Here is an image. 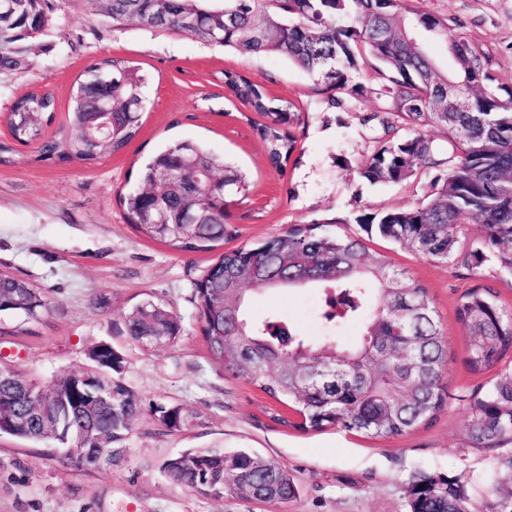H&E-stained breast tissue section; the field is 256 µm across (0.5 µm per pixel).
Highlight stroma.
Segmentation results:
<instances>
[{"label": "stroma", "instance_id": "stroma-1", "mask_svg": "<svg viewBox=\"0 0 512 512\" xmlns=\"http://www.w3.org/2000/svg\"><path fill=\"white\" fill-rule=\"evenodd\" d=\"M53 22L32 44L23 69L0 76V270L28 281L47 298L40 320L15 331L0 320V368L49 387L83 372L93 344H111L124 358L123 377L144 403L180 405L187 426L169 431L142 418L108 465L73 463L54 442L0 435V512H408L405 483L417 472L458 475L473 501L500 484V448H474L465 419L473 391L487 384L462 362L468 339L455 317L458 297L487 285L512 312V271L494 256L462 265L414 255L375 237L370 254H383L427 288L448 340V404L429 425L389 439H372L340 427L302 433L286 423L291 413L247 383L225 377L200 333L194 288L220 251L251 245L294 224L320 222L329 234H362L355 218L405 208L430 190L433 171L411 180L371 183L359 169L384 132L374 116L383 102L367 95L354 105L329 106L315 79L276 52L244 56L197 37L89 17L80 0H50ZM413 9L442 18L435 37H415L435 65L456 69L450 40L462 36L491 61L494 74L512 83V0H410ZM119 57L150 76L141 129L121 152L95 162L44 161L38 144L12 141L6 121L29 93L55 99L44 137L68 127L70 96L91 63ZM233 70L273 97L292 100L307 115L298 147L284 171L268 161L249 106L225 89ZM176 141L201 144L248 177V196L231 209L234 238L209 252H182L147 239L128 223L119 202L141 167ZM249 316L278 315L313 344L335 336L340 348L356 346L364 323L331 332L324 299L313 287L253 290ZM167 305L180 319L179 338L145 348L124 331L138 302ZM246 448L272 458L297 488L287 503H260L238 494L202 497L174 485L162 463L188 449Z\"/></svg>", "mask_w": 512, "mask_h": 512}]
</instances>
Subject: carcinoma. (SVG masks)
<instances>
[{
	"label": "carcinoma",
	"mask_w": 512,
	"mask_h": 512,
	"mask_svg": "<svg viewBox=\"0 0 512 512\" xmlns=\"http://www.w3.org/2000/svg\"><path fill=\"white\" fill-rule=\"evenodd\" d=\"M20 9L0 17V73L26 63L27 44L49 25L46 0H17ZM87 14L112 19L117 27L135 24L194 35L242 54L280 53L317 78L333 106L368 94L387 101L381 118L390 135L360 169L370 182L403 183L416 171L445 167L427 196L414 206L367 213L356 222L420 256L438 261L461 257L483 261L496 254L512 269V85L498 81L489 59L463 37L450 43L467 81L469 108L448 101V74L437 70L412 37V31L443 29L442 19L408 6V0H169L166 16L153 0H81ZM378 68L377 83L354 81L368 60ZM112 75L94 84V73ZM150 77L120 58H105L88 68L70 97L72 134L41 141L45 159L91 160L126 148L139 133ZM224 86L263 118L256 130L265 141L270 164L283 170L297 146L295 130L305 117L291 101L270 98L263 87L224 71ZM54 98H21L9 120L13 137L40 138V125L52 113ZM408 131L404 136L396 130ZM446 133L448 158L438 157L427 129ZM205 167L220 182L191 188L193 165ZM170 179L163 181L159 174ZM250 183L236 168L192 141L158 151L140 170L137 185L120 196L126 219L142 236L177 251H210L233 236L230 206L249 194ZM194 223H188V219ZM486 229L484 249H473L466 225ZM320 224H298L253 246L223 252L195 283L201 336L212 361L224 374L243 380L288 407V426L301 432L343 427L371 438L400 436L432 422L447 403L444 376L448 343L426 288L394 268L383 254L371 255L363 240L319 232ZM315 284L324 294L323 318L339 329L364 320L361 342L350 349L334 338L313 346L285 331L273 317L247 315V288L266 290ZM47 309L40 291L0 271V317L37 320ZM468 336L463 363L472 375H485L512 353V314L486 286L465 292L455 309ZM181 323L168 307L152 300L136 304L125 317V332L142 345L150 338L172 343ZM103 386L122 401L113 408L96 397L80 375L62 378L44 391L46 423L34 414L36 399L22 396L23 380L0 377V417L29 441H60L66 433L83 437L76 463L112 459L144 412L167 430L187 423L178 405L143 406L123 378L124 359L108 344L88 352ZM467 431L478 448L512 445V374L503 375L469 404ZM175 485L199 495L244 493L285 503L296 496L292 475L279 462L247 449L192 450L164 462ZM410 512H495L496 496L471 502L459 476L418 472L406 483Z\"/></svg>",
	"instance_id": "cac0c4a2"
}]
</instances>
